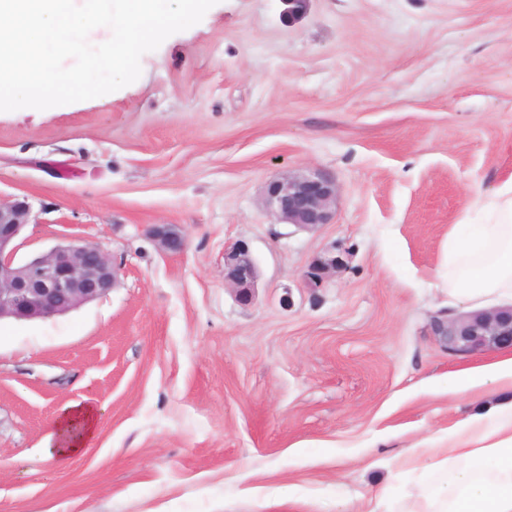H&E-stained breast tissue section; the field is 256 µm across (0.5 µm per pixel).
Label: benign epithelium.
I'll list each match as a JSON object with an SVG mask.
<instances>
[{
	"label": "benign epithelium",
	"instance_id": "obj_1",
	"mask_svg": "<svg viewBox=\"0 0 512 512\" xmlns=\"http://www.w3.org/2000/svg\"><path fill=\"white\" fill-rule=\"evenodd\" d=\"M283 13L296 20L305 14L309 0H281ZM337 186L326 174L285 172L269 181L263 205L276 220L312 230L332 220ZM32 218L31 205L16 198L0 202V320L50 319L92 302L119 284L120 267L97 245L65 240L47 251L17 259V239ZM149 235L158 248L181 253L186 238L174 224H154ZM344 267L342 255L329 252L313 259L304 272L309 288H321ZM259 271L249 245L238 241L224 249V285L235 290L239 301L254 297ZM433 334L455 355L495 349H512V306L435 316Z\"/></svg>",
	"mask_w": 512,
	"mask_h": 512
}]
</instances>
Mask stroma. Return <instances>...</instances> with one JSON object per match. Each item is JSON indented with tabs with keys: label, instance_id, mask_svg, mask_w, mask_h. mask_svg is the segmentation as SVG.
Here are the masks:
<instances>
[{
	"label": "stroma",
	"instance_id": "stroma-1",
	"mask_svg": "<svg viewBox=\"0 0 512 512\" xmlns=\"http://www.w3.org/2000/svg\"><path fill=\"white\" fill-rule=\"evenodd\" d=\"M218 0L114 92L0 112V200L35 219L19 258L65 239L121 269L51 320L0 322V512H411V446L512 390L449 395L496 351L449 353L448 232L512 180V0ZM319 170L312 231L265 184ZM154 224L178 225L183 253ZM246 241L255 297L224 285ZM347 261L309 288L311 260ZM96 412L80 455L45 451L61 408ZM293 488L292 499L280 489ZM336 196V183L326 174L285 172L266 184L263 205L277 221L312 230L331 222ZM149 235L158 248L167 253H181L186 247V238L174 224H154Z\"/></svg>",
	"mask_w": 512,
	"mask_h": 512
}]
</instances>
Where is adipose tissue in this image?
Returning a JSON list of instances; mask_svg holds the SVG:
<instances>
[{
  "label": "adipose tissue",
  "instance_id": "obj_1",
  "mask_svg": "<svg viewBox=\"0 0 512 512\" xmlns=\"http://www.w3.org/2000/svg\"><path fill=\"white\" fill-rule=\"evenodd\" d=\"M448 303L512 304V181L479 205L463 210L448 234ZM493 380L512 388V354L467 369L456 393ZM91 406H65L49 435L51 452L64 459L92 436ZM447 447L434 448L418 488L419 512H512V403L458 422L445 432Z\"/></svg>",
  "mask_w": 512,
  "mask_h": 512
}]
</instances>
